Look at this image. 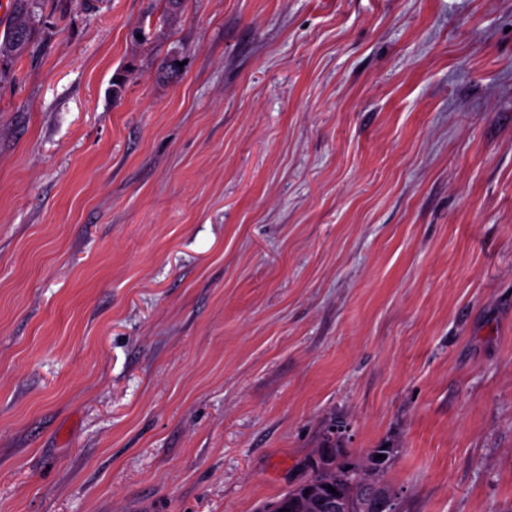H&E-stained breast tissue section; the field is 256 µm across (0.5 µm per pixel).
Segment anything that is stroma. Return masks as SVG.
Returning <instances> with one entry per match:
<instances>
[{"instance_id": "1", "label": "stroma", "mask_w": 512, "mask_h": 512, "mask_svg": "<svg viewBox=\"0 0 512 512\" xmlns=\"http://www.w3.org/2000/svg\"><path fill=\"white\" fill-rule=\"evenodd\" d=\"M326 444L390 448L400 512H512V0H43L0 512H255Z\"/></svg>"}]
</instances>
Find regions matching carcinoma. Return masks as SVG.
<instances>
[{"instance_id": "obj_1", "label": "carcinoma", "mask_w": 512, "mask_h": 512, "mask_svg": "<svg viewBox=\"0 0 512 512\" xmlns=\"http://www.w3.org/2000/svg\"><path fill=\"white\" fill-rule=\"evenodd\" d=\"M40 0H15L11 25L0 39V59L22 55L28 48L33 32L40 19ZM336 453L334 448H320L310 465L309 476L302 482L290 487L279 498L270 502L289 509V512H329L322 508L320 494H329L328 487L341 492L351 509H356L360 500L369 495L368 486L379 479V473L373 472L370 458L357 465L345 463L352 469L350 481L345 482V473L336 469V464H322V459Z\"/></svg>"}]
</instances>
